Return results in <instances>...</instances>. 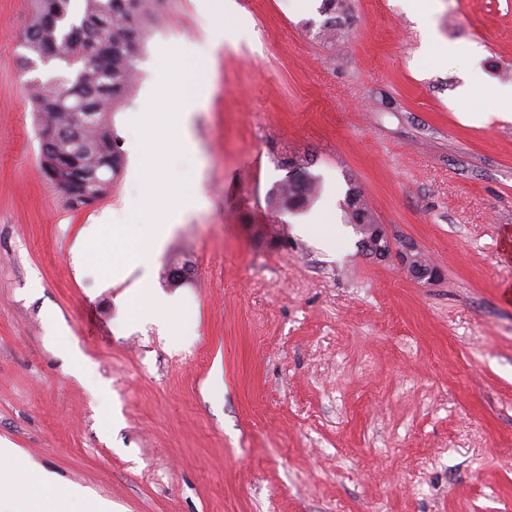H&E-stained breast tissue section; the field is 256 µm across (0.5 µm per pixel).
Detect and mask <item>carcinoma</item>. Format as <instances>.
Wrapping results in <instances>:
<instances>
[{
	"instance_id": "1",
	"label": "carcinoma",
	"mask_w": 512,
	"mask_h": 512,
	"mask_svg": "<svg viewBox=\"0 0 512 512\" xmlns=\"http://www.w3.org/2000/svg\"><path fill=\"white\" fill-rule=\"evenodd\" d=\"M170 0H82L79 13L70 11L71 0H34L33 31L27 38L22 66L37 62L47 45L55 49L56 75L27 82L34 111L40 115L39 167L56 161L68 175L84 180V174L105 163L107 175L90 188L93 201L105 196L119 174L123 156L112 123V112L124 103L137 77V63L148 29ZM346 0H323L329 15L319 34L336 30V14ZM46 14L56 16L49 29L39 27ZM303 157L289 164L288 177L276 188V202L283 211L304 206L316 193V179ZM346 217L350 224H373L371 209L361 192L349 189Z\"/></svg>"
}]
</instances>
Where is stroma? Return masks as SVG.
<instances>
[{"label": "stroma", "mask_w": 512, "mask_h": 512, "mask_svg": "<svg viewBox=\"0 0 512 512\" xmlns=\"http://www.w3.org/2000/svg\"><path fill=\"white\" fill-rule=\"evenodd\" d=\"M235 2L228 23L224 0H171L113 116L121 171L75 208L38 165L30 0H0V438L120 512H512V123L494 116L512 0H420L440 61L403 0H349L332 42L322 0ZM224 23L169 164L201 199L153 258L155 287L196 310L172 341L72 248L124 210L127 116L162 50ZM304 155L336 218L303 234L270 192ZM352 186L437 279L360 251Z\"/></svg>", "instance_id": "stroma-1"}]
</instances>
